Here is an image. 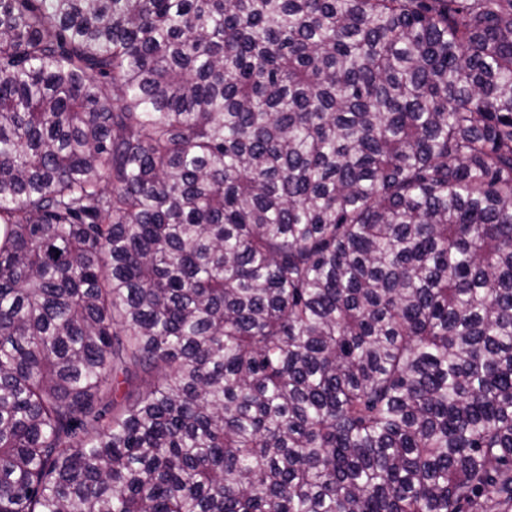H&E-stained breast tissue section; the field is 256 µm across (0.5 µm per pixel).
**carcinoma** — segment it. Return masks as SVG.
I'll return each instance as SVG.
<instances>
[{"instance_id":"1","label":"carcinoma","mask_w":512,"mask_h":512,"mask_svg":"<svg viewBox=\"0 0 512 512\" xmlns=\"http://www.w3.org/2000/svg\"><path fill=\"white\" fill-rule=\"evenodd\" d=\"M0 512H512V0H0Z\"/></svg>"}]
</instances>
